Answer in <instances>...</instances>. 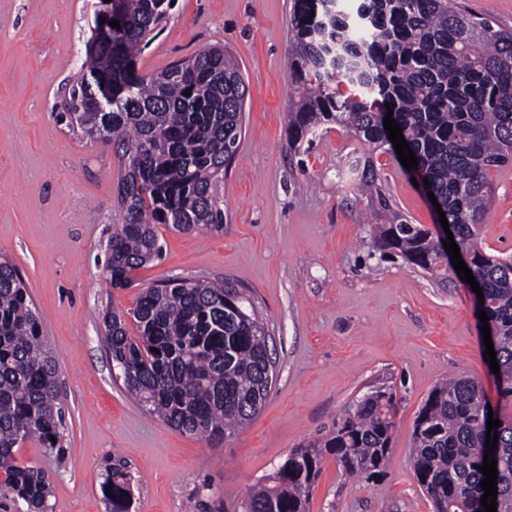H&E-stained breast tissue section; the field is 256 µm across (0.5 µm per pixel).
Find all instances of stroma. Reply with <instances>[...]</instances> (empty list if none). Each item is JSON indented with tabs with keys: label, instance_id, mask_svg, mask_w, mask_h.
I'll list each match as a JSON object with an SVG mask.
<instances>
[{
	"label": "stroma",
	"instance_id": "stroma-1",
	"mask_svg": "<svg viewBox=\"0 0 512 512\" xmlns=\"http://www.w3.org/2000/svg\"><path fill=\"white\" fill-rule=\"evenodd\" d=\"M97 0H0V253L19 267L58 363L64 465L36 443L24 461L53 473L48 512H106V458H128L133 512H238L249 487L331 427L364 395L395 398L389 462L355 479L328 458L309 512H433L413 470V431L431 390L454 374L481 383L512 417L491 374L483 323L456 271L440 282L376 246L382 208L346 173L365 150L328 124L312 145L288 141L285 69L293 0H175L142 51L146 74L211 46L226 48L248 87L243 138L224 174V230L160 228L161 259L112 288L107 244L121 221L120 160L66 113ZM391 209L433 226L422 186L374 154ZM482 244L512 254V163L491 169ZM179 278L224 280L263 316L276 379L263 409L218 445L173 429L116 380L106 312L126 313L142 288Z\"/></svg>",
	"mask_w": 512,
	"mask_h": 512
}]
</instances>
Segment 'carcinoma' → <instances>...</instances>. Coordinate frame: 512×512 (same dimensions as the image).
I'll return each instance as SVG.
<instances>
[{
  "instance_id": "1",
  "label": "carcinoma",
  "mask_w": 512,
  "mask_h": 512,
  "mask_svg": "<svg viewBox=\"0 0 512 512\" xmlns=\"http://www.w3.org/2000/svg\"><path fill=\"white\" fill-rule=\"evenodd\" d=\"M173 0H121L120 27L91 35L66 104L87 135L122 151L117 196L122 223L112 232L107 279L134 283L135 270L161 258L158 226L181 233L224 230L220 187L239 151L248 88L234 57L215 46L156 74L138 68ZM338 0H293L288 54L295 148L324 124L352 131L371 152L395 153L384 118L413 150L482 288L500 373L512 395V256L482 245L492 167L512 160V32L496 29L457 0H359L356 15ZM191 95H185V92ZM361 188L382 194L372 157L351 169ZM377 247L443 281L448 253L438 232L392 214L376 225ZM137 335L117 312L104 316L113 368L128 394L168 426L217 445L248 424L271 390L274 364L258 309L239 289L166 279L142 289L132 309ZM57 360L18 267L0 256V499L46 512L51 474L19 456L37 442L66 461ZM488 406L482 386L453 376L418 414L414 475L434 512H476L484 456L497 460V510L512 512V420H500L486 452ZM394 428L392 394L376 390L321 437L292 450L257 483L243 512H307L326 456L351 476L385 468ZM102 490L109 512H130L132 474L107 459Z\"/></svg>"
}]
</instances>
